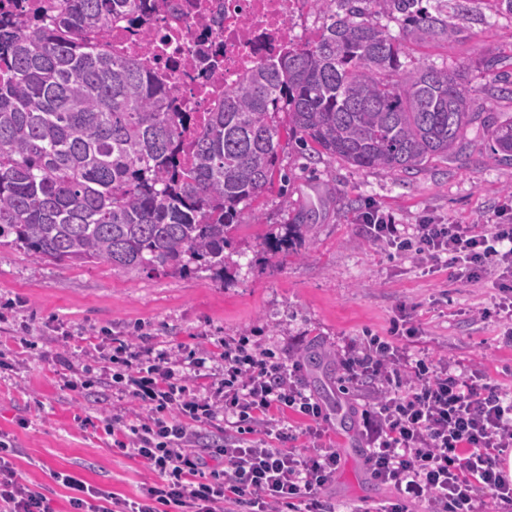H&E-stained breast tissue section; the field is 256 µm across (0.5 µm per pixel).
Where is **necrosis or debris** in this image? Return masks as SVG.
I'll return each instance as SVG.
<instances>
[{
	"instance_id": "obj_1",
	"label": "necrosis or debris",
	"mask_w": 512,
	"mask_h": 512,
	"mask_svg": "<svg viewBox=\"0 0 512 512\" xmlns=\"http://www.w3.org/2000/svg\"><path fill=\"white\" fill-rule=\"evenodd\" d=\"M63 0H0V16L18 28L38 23ZM307 0H139L136 23L120 19L103 44L113 55L143 60L147 73L168 89L173 110L196 124L224 92L259 62L295 44L292 22Z\"/></svg>"
}]
</instances>
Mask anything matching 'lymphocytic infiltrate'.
Listing matches in <instances>:
<instances>
[{"label":"lymphocytic infiltrate","mask_w":512,"mask_h":512,"mask_svg":"<svg viewBox=\"0 0 512 512\" xmlns=\"http://www.w3.org/2000/svg\"><path fill=\"white\" fill-rule=\"evenodd\" d=\"M372 240L413 252L421 263L449 261L478 281L496 275L500 311L512 318V224H441L427 217L400 231L380 210L365 212ZM415 326L393 322L388 337L348 344L337 354L348 383L368 385L361 412L365 463L372 477L396 491L373 512H475L477 489L512 507V480L500 455L512 448V393L484 381L479 370L453 374L447 361L409 362L399 347ZM112 376L139 408L115 445L140 459L155 479L138 499L103 492L66 472L53 479L70 492L72 512H336L323 492L339 453L322 447L326 417L308 393L298 360L281 361L249 348L245 338L224 342V377L211 396L190 384L201 376V357L143 359L130 344L112 351ZM307 421V445L285 448L292 435L280 414ZM223 424L221 441L199 445L198 429ZM279 440L272 447L268 437ZM14 444L0 439V512H54L50 499L13 463Z\"/></svg>","instance_id":"obj_1"}]
</instances>
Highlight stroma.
I'll use <instances>...</instances> for the list:
<instances>
[{"label":"stroma","mask_w":512,"mask_h":512,"mask_svg":"<svg viewBox=\"0 0 512 512\" xmlns=\"http://www.w3.org/2000/svg\"><path fill=\"white\" fill-rule=\"evenodd\" d=\"M512 71V16L485 8L472 12L462 37L409 45L406 64L458 71L474 87L472 108L482 117L512 113L497 97L483 67L487 57ZM491 133L481 120L468 126L464 150L410 175L359 169L340 160L310 163L295 141H284L281 180L259 201L260 224H244L224 249V266L197 263L174 271H128L105 262L36 260L0 242V434L20 453L14 462L51 499L71 512L69 492L51 477L66 471L123 498L137 497L152 473L125 456L106 434L112 418L134 412L127 393L110 386L103 359L115 343L133 341L172 357L206 351L207 375L197 396L209 395L224 374L226 338L246 337L286 360L310 348L329 352L368 336L387 335L394 320L416 325L406 341L410 358H448L458 373L480 361L488 378L512 390V325L496 315L494 278H452L445 265L418 266L407 255L375 245L359 215L377 207L406 227L426 216L445 224H494L512 211V165L491 156ZM336 186L324 196V184ZM311 216L286 237L298 208ZM487 309L480 318L479 309ZM67 355L76 386L56 361ZM308 389L328 418L325 446L341 465L325 491L337 507L374 504L394 496L364 465L358 433L368 388L344 382L339 366L303 371Z\"/></svg>","instance_id":"1"}]
</instances>
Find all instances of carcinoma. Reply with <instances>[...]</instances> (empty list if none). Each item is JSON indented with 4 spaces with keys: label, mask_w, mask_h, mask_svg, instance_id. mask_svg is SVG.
<instances>
[{
    "label": "carcinoma",
    "mask_w": 512,
    "mask_h": 512,
    "mask_svg": "<svg viewBox=\"0 0 512 512\" xmlns=\"http://www.w3.org/2000/svg\"><path fill=\"white\" fill-rule=\"evenodd\" d=\"M66 3L27 33L0 23V239L36 259L223 264L243 219L263 223L253 203L278 173L281 112L309 159L402 175L461 148L479 116L460 75L401 61L409 42L465 31L471 10L460 0L448 16L423 0H312L321 33L259 62L188 142L191 116L171 110L166 88L92 41L137 0ZM497 65L484 59L495 91L512 99V73ZM485 122L496 160L512 165V115Z\"/></svg>",
    "instance_id": "carcinoma-1"
}]
</instances>
